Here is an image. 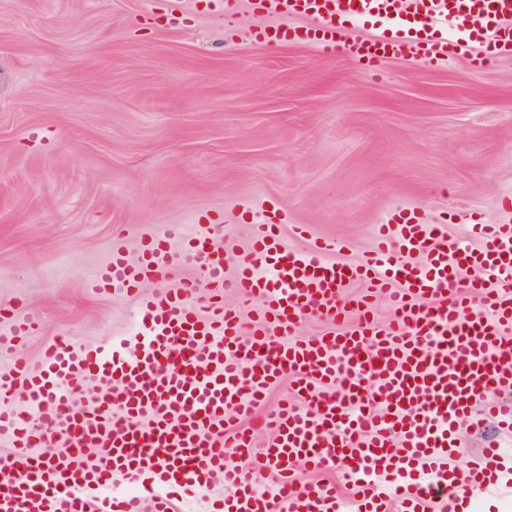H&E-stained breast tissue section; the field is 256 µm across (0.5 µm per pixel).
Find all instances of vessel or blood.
<instances>
[{
    "mask_svg": "<svg viewBox=\"0 0 512 512\" xmlns=\"http://www.w3.org/2000/svg\"><path fill=\"white\" fill-rule=\"evenodd\" d=\"M270 25L259 44H309L380 64L447 63L479 47L483 66L512 55V0H250ZM368 27L348 42L346 26ZM480 246L449 238L444 221L425 223L401 211L379 224L370 255L331 260L335 242L305 253L290 249L281 221L256 223L233 278L224 269V227L199 219L175 235L144 237L136 260L113 247L91 283L94 292L137 299L133 351L57 342L38 368L16 357L41 319L26 310L0 336V512H175L176 486L195 493L219 479L230 488L224 512H340L342 496L322 472L341 470L358 512H457L461 498L497 485L504 452L486 448L467 471L451 463L454 427L489 414L512 431V224L473 223ZM421 254L420 263L407 262ZM193 269L179 287L164 282ZM472 271L462 279V271ZM158 281L156 292L142 293ZM387 294V325L369 316L366 296ZM241 304H224L225 289ZM332 320L312 339L296 337L306 318ZM295 379L294 398L265 412L271 385ZM103 388L86 399L82 382ZM264 412L273 439L258 447L248 428L230 430L228 415ZM56 448L54 457L39 456ZM255 459L227 465L225 449ZM305 461L317 476L300 480ZM411 473L382 489V478ZM122 474L139 495L118 496Z\"/></svg>",
    "mask_w": 512,
    "mask_h": 512,
    "instance_id": "b4317fda",
    "label": "vessel or blood"
}]
</instances>
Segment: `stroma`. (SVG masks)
<instances>
[{
  "instance_id": "stroma-1",
  "label": "stroma",
  "mask_w": 512,
  "mask_h": 512,
  "mask_svg": "<svg viewBox=\"0 0 512 512\" xmlns=\"http://www.w3.org/2000/svg\"><path fill=\"white\" fill-rule=\"evenodd\" d=\"M0 0V309L37 312L19 346L30 365L60 338L123 340L133 300L85 282L122 242L205 217L224 225L233 273L263 211L278 209L298 251L336 241L360 260L375 224L402 209L475 245L472 222L512 223V56L475 70L388 60L365 69L311 45L261 46L267 19L184 0ZM466 468L512 448L493 423L462 426ZM462 512H512V460L497 489Z\"/></svg>"
}]
</instances>
